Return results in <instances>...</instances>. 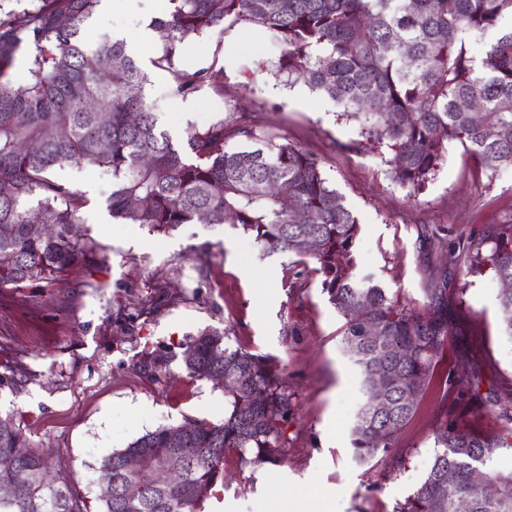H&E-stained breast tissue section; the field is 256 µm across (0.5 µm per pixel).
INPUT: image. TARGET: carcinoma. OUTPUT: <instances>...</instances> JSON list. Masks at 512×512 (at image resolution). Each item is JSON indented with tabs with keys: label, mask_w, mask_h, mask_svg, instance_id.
<instances>
[{
	"label": "carcinoma",
	"mask_w": 512,
	"mask_h": 512,
	"mask_svg": "<svg viewBox=\"0 0 512 512\" xmlns=\"http://www.w3.org/2000/svg\"><path fill=\"white\" fill-rule=\"evenodd\" d=\"M101 0H42L39 8L0 18V291L51 282L71 267L100 261V245L81 233L84 195L55 177L64 167L112 178V219L167 233L182 224H231L262 255L304 256L323 276L322 290L343 317L342 346L360 374L364 403L351 427L353 458L364 464L396 447L426 392L433 365L458 335L448 316V282L428 289L419 314L358 276L360 224L324 176L320 160L248 121L227 117L192 133L186 146L158 125L148 77L120 39L89 45L85 23ZM512 0H168L152 21L157 56L175 90L190 95L210 82L209 69L175 66L191 36L246 24L280 47L279 72L325 96L360 123L369 145L386 147L390 180L417 196L439 171L448 145L459 144L482 172L512 166V29L470 54L466 37L498 27ZM25 60V76L9 67ZM111 61L103 77L98 60ZM94 102L97 107L90 108ZM481 110L473 119L471 104ZM243 141L239 147L229 140ZM42 233H31L33 225ZM459 293L489 273L512 280V224H500L462 247ZM512 337V291L499 295ZM379 336H373V332ZM230 330L206 327L180 354L155 352L138 363L152 377L174 359L188 375H223L224 420L185 418L145 433L101 463L111 480L100 487V512H202L222 479L224 457L253 465L277 462L288 447L295 408L288 382L271 358L228 345ZM380 385H372V376ZM454 392L435 430L437 452L416 490L394 512H512V471L488 467L512 449V410L500 408L501 433L469 426L459 402L480 401V385L448 375ZM414 394L408 399V394ZM23 449L22 453L15 449ZM195 449L187 459L181 449ZM176 473L144 490L134 508L125 492L134 477L124 461ZM481 472L497 487L485 496ZM0 512H90L70 473L55 468L11 422L0 419Z\"/></svg>",
	"instance_id": "obj_1"
}]
</instances>
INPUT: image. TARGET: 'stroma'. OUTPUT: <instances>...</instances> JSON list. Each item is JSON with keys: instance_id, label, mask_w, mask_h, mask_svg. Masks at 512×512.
I'll return each mask as SVG.
<instances>
[{"instance_id": "obj_1", "label": "stroma", "mask_w": 512, "mask_h": 512, "mask_svg": "<svg viewBox=\"0 0 512 512\" xmlns=\"http://www.w3.org/2000/svg\"><path fill=\"white\" fill-rule=\"evenodd\" d=\"M165 3L102 7L86 24L88 39L107 34L126 42L149 74L148 95L163 129L186 142L235 104L258 127L316 155L361 225L362 273L418 313L428 288L447 277L448 309L462 334L435 366L397 449L356 463L350 424L363 402L358 372L341 344L344 320L323 293L314 262L261 258L251 237L228 224L158 234L116 223L105 203L108 178L66 168L58 176L85 196L83 225L102 245V262L52 283L0 291V411L34 445L51 449L53 466L70 472L96 504L100 465L113 450L187 417L223 419V392L190 378L180 361L155 378L135 364L156 351H179L205 327H224L232 346L270 356L284 369L295 415L281 463L255 466L226 454L224 482L204 512H264L280 493L297 497L303 512H394L433 462L447 373L512 399V339L502 331L499 283L477 277L465 294L455 292L459 243L512 223V166L474 179L472 162L453 145L427 190L411 198L388 178L386 150L355 149L359 123L304 84L276 77L278 50L239 26L181 44L176 66L210 68L212 80L180 95L151 63L149 24Z\"/></svg>"}]
</instances>
